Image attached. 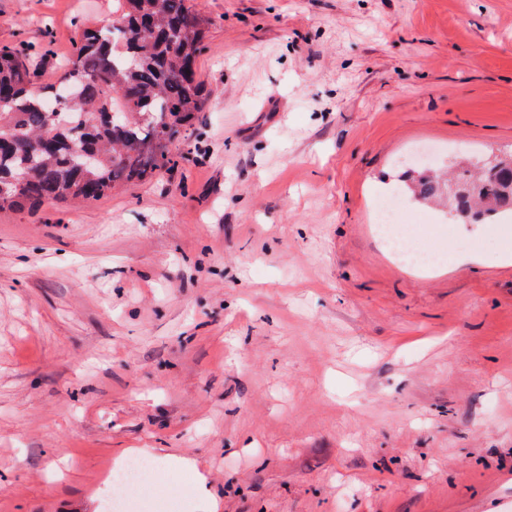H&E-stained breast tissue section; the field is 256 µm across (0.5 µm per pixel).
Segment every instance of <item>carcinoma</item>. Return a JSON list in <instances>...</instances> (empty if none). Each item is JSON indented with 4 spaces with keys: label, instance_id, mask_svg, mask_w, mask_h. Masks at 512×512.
<instances>
[{
    "label": "carcinoma",
    "instance_id": "cac0c4a2",
    "mask_svg": "<svg viewBox=\"0 0 512 512\" xmlns=\"http://www.w3.org/2000/svg\"><path fill=\"white\" fill-rule=\"evenodd\" d=\"M110 23L86 28L56 84H40L26 56L0 48V210L97 201L112 188L146 182L171 163L170 145L201 111L196 58L210 19L194 0H116ZM72 91L62 109L56 89ZM126 114L121 122L112 113ZM455 190L435 179L408 187L422 202L444 200L460 223L512 212V157Z\"/></svg>",
    "mask_w": 512,
    "mask_h": 512
}]
</instances>
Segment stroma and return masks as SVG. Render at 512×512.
<instances>
[{
	"mask_svg": "<svg viewBox=\"0 0 512 512\" xmlns=\"http://www.w3.org/2000/svg\"><path fill=\"white\" fill-rule=\"evenodd\" d=\"M197 4L175 165L0 211V512H106L129 448L181 512H512V220L410 205L470 258L417 268L371 212L415 150L512 152V0ZM111 17L0 0V47L52 82Z\"/></svg>",
	"mask_w": 512,
	"mask_h": 512,
	"instance_id": "obj_1",
	"label": "stroma"
}]
</instances>
